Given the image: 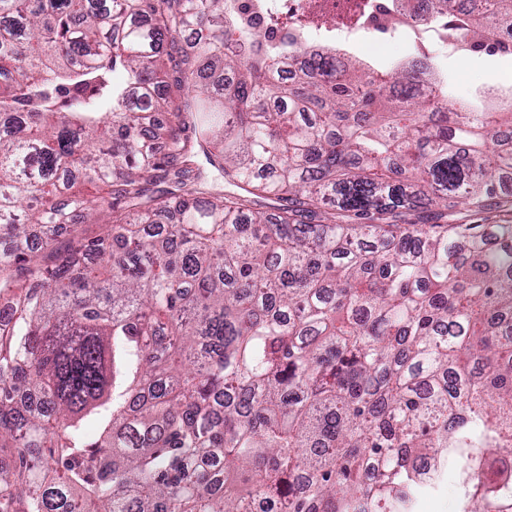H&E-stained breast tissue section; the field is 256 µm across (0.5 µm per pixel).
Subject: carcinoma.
<instances>
[{"label": "carcinoma", "mask_w": 512, "mask_h": 512, "mask_svg": "<svg viewBox=\"0 0 512 512\" xmlns=\"http://www.w3.org/2000/svg\"><path fill=\"white\" fill-rule=\"evenodd\" d=\"M434 14L512 58V0ZM411 53L264 49L236 0H0V512H415L432 453L461 512H512V111ZM107 221V216L101 215L96 224H66L61 226L56 230L55 247L63 248L71 238L100 234L102 225L106 224Z\"/></svg>", "instance_id": "carcinoma-1"}]
</instances>
